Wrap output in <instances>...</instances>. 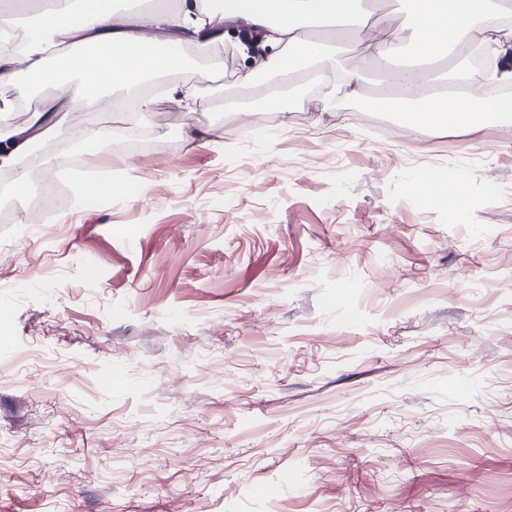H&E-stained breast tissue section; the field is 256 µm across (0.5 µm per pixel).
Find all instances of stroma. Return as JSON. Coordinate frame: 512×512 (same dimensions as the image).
Segmentation results:
<instances>
[{
    "instance_id": "obj_1",
    "label": "stroma",
    "mask_w": 512,
    "mask_h": 512,
    "mask_svg": "<svg viewBox=\"0 0 512 512\" xmlns=\"http://www.w3.org/2000/svg\"><path fill=\"white\" fill-rule=\"evenodd\" d=\"M381 17L407 22L373 0L324 78ZM262 61L159 76L137 157L117 126L29 153L70 208L0 222V512H512V120L368 112L380 60L272 104L232 76ZM422 167L470 209L409 193Z\"/></svg>"
}]
</instances>
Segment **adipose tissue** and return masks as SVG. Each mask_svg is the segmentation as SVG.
<instances>
[{
  "label": "adipose tissue",
  "mask_w": 512,
  "mask_h": 512,
  "mask_svg": "<svg viewBox=\"0 0 512 512\" xmlns=\"http://www.w3.org/2000/svg\"><path fill=\"white\" fill-rule=\"evenodd\" d=\"M494 0H403L408 23L394 28L380 23L379 36L358 54L354 69L339 74L341 88L357 90L372 60L399 53L413 44L417 55L438 60L462 52L470 44L486 53L512 61V45L502 27L487 24ZM364 13V0H225L223 17L196 7L157 9L146 15L118 16L111 0H56L55 7L40 15L18 52L0 53V84L15 83L18 62L38 81L53 79L55 72H75L78 82L62 85L66 105L63 121L81 128V139L97 147L112 136L111 130L84 126L83 118L99 109L109 88L128 95L138 93L150 77L174 72L185 64L183 47L195 45L211 53L224 42L222 21H231L251 32H265L271 50L266 68L285 73L299 60L319 54L315 31L336 43L347 38L348 27ZM74 44L71 53L52 56L62 43ZM55 69H48V60ZM470 91L460 97L444 92L445 79L431 71L399 70L391 73L399 99L380 98L376 104L388 112L408 106L410 124L431 123L459 133L478 130L487 118L512 119V98L477 94L483 79L473 67L455 71ZM411 194L436 205L464 208L469 204L463 186L436 173H413L408 179Z\"/></svg>",
  "instance_id": "1"
}]
</instances>
